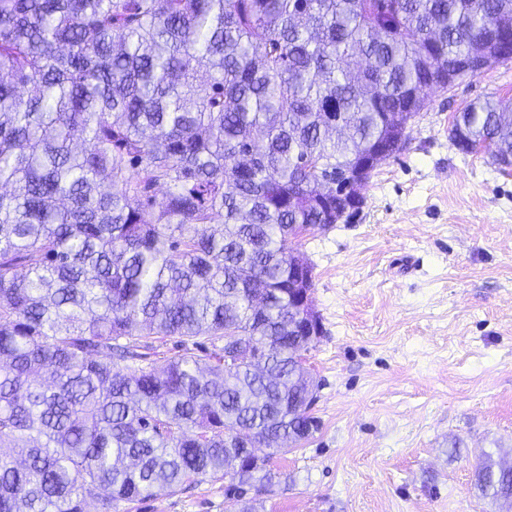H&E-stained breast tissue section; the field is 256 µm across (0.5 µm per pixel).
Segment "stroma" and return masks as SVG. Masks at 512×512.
Segmentation results:
<instances>
[{
    "label": "stroma",
    "instance_id": "1",
    "mask_svg": "<svg viewBox=\"0 0 512 512\" xmlns=\"http://www.w3.org/2000/svg\"><path fill=\"white\" fill-rule=\"evenodd\" d=\"M512 98V64L431 90L360 214L298 237L324 334L306 354L321 427L274 456L263 512H499L481 451L512 462V172L451 143L470 102ZM117 512H226L223 481Z\"/></svg>",
    "mask_w": 512,
    "mask_h": 512
}]
</instances>
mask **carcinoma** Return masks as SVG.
<instances>
[{"mask_svg":"<svg viewBox=\"0 0 512 512\" xmlns=\"http://www.w3.org/2000/svg\"><path fill=\"white\" fill-rule=\"evenodd\" d=\"M504 19L512 0H0V512L287 481L269 460L321 425L294 410L292 237ZM460 123L512 156L511 105ZM240 430L282 435L259 465ZM474 489L511 509L512 467L482 453Z\"/></svg>","mask_w":512,"mask_h":512,"instance_id":"cac0c4a2","label":"carcinoma"}]
</instances>
